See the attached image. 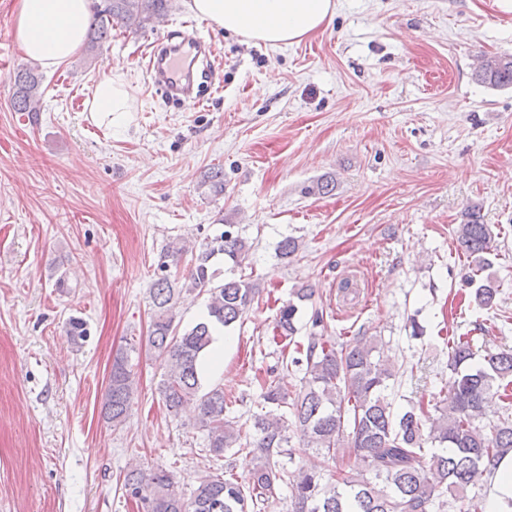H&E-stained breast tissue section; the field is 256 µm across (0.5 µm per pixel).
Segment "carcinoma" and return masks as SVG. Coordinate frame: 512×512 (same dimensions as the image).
<instances>
[{"instance_id": "cac0c4a2", "label": "carcinoma", "mask_w": 512, "mask_h": 512, "mask_svg": "<svg viewBox=\"0 0 512 512\" xmlns=\"http://www.w3.org/2000/svg\"><path fill=\"white\" fill-rule=\"evenodd\" d=\"M87 29V51L92 52L112 37L119 24L142 28L172 8V0H102ZM474 78L489 87H512V55L485 58ZM11 102L16 112H37L42 97L36 68L26 67L13 76ZM202 185L224 193V171L213 168ZM217 223L224 230L192 254L188 281L181 284L168 274L169 264L151 288L153 307L148 344L166 362L159 385L168 414L179 416L188 401L196 403V424L207 434V448L218 460L232 448L253 462L248 487L233 478L213 472L192 489L189 500L176 493L171 475L164 470L149 474L138 468L125 472L123 489L136 502L138 512H252L258 504L276 495L283 484L290 491L291 512H432L451 505L458 512H485L486 499L468 496L474 474L485 468L493 472L497 463L512 453V348L486 351L478 364L470 336L448 338V382L440 397L396 413L389 401L388 381L394 377L389 360L383 358L379 340L356 337L340 344L311 337L305 357L290 364L306 366L299 392L275 381L261 386L265 412L252 423L225 418V410L237 402L215 385L202 391L199 360L212 344V328L227 327L242 319L254 303L258 288L240 278L214 284L212 260L240 267L250 245L239 225ZM458 249L466 256L470 298L481 307L493 306L498 287L481 274L490 266L495 235L493 225L482 220L480 208L470 205L453 229ZM207 289V318L190 329L175 324V304L184 287ZM298 307L288 302L279 308L274 329L287 339L295 333ZM137 388L128 358L113 357L102 405L103 416L117 426L126 421ZM500 395L503 414L485 431L476 425L485 404ZM293 409L294 423L279 414ZM300 433L302 446L315 451L319 464L294 472L273 460L289 443L290 427ZM434 448L427 454L425 446Z\"/></svg>"}]
</instances>
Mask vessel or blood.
<instances>
[{"label": "vessel or blood", "instance_id": "b4317fda", "mask_svg": "<svg viewBox=\"0 0 512 512\" xmlns=\"http://www.w3.org/2000/svg\"><path fill=\"white\" fill-rule=\"evenodd\" d=\"M208 53L209 46L201 37L179 30L152 45L143 65L152 82L163 86L171 100L192 109L202 103L194 88L210 75L205 63Z\"/></svg>", "mask_w": 512, "mask_h": 512}]
</instances>
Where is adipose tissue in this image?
Instances as JSON below:
<instances>
[{"mask_svg":"<svg viewBox=\"0 0 512 512\" xmlns=\"http://www.w3.org/2000/svg\"><path fill=\"white\" fill-rule=\"evenodd\" d=\"M193 13L243 41L291 45L319 31L336 11L335 0H187ZM92 0H18L15 39L24 55L54 69L82 47ZM136 108L123 83L106 74L84 102L99 125H121Z\"/></svg>","mask_w":512,"mask_h":512,"instance_id":"obj_1","label":"adipose tissue"}]
</instances>
